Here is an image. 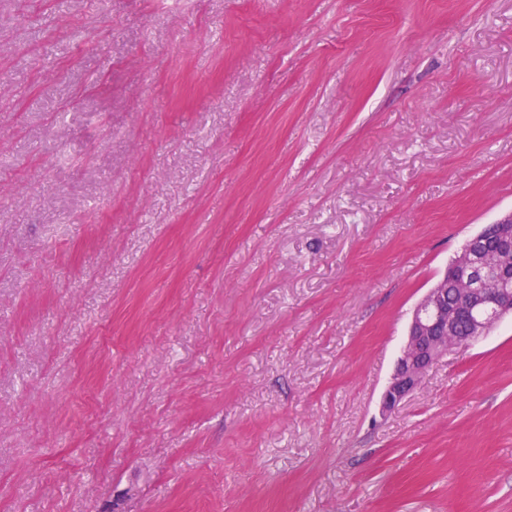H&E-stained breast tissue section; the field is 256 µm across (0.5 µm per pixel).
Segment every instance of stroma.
<instances>
[{
    "mask_svg": "<svg viewBox=\"0 0 512 512\" xmlns=\"http://www.w3.org/2000/svg\"><path fill=\"white\" fill-rule=\"evenodd\" d=\"M511 211L512 0H0V512H512ZM493 225L499 231L495 248L487 250L482 240L472 237L454 265L456 276L469 288L448 275L452 259L441 279L416 305L407 340L381 397L382 413L394 410L414 392L428 369L449 349L487 336L504 318L512 317V211ZM465 288L467 303L448 307L464 302ZM464 319L470 325L467 335ZM455 332L461 336L460 345H448L456 343Z\"/></svg>",
    "mask_w": 512,
    "mask_h": 512,
    "instance_id": "obj_1",
    "label": "stroma"
}]
</instances>
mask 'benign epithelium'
I'll use <instances>...</instances> for the list:
<instances>
[{
	"label": "benign epithelium",
	"instance_id": "1",
	"mask_svg": "<svg viewBox=\"0 0 512 512\" xmlns=\"http://www.w3.org/2000/svg\"><path fill=\"white\" fill-rule=\"evenodd\" d=\"M495 248L486 249L475 237L467 242L454 265L456 276L469 285L467 303L448 306V274H443L416 305L394 372L381 397V411L390 412L420 385L428 369L448 353V337L460 319L470 325L459 343L469 345L488 335L504 318L512 317V211L495 222Z\"/></svg>",
	"mask_w": 512,
	"mask_h": 512
}]
</instances>
